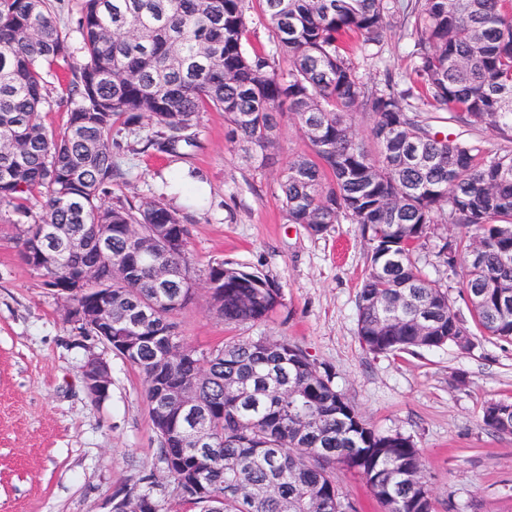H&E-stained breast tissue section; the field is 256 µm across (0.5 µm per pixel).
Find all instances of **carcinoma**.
Segmentation results:
<instances>
[{
  "label": "carcinoma",
  "instance_id": "1",
  "mask_svg": "<svg viewBox=\"0 0 512 512\" xmlns=\"http://www.w3.org/2000/svg\"><path fill=\"white\" fill-rule=\"evenodd\" d=\"M277 51H248L249 0H83V59L68 94L77 100L60 133L41 113L51 67L68 34L51 0H0V202L39 198L22 230V258L51 288L112 294V352L140 372L160 459L177 498L201 512H351L336 469L360 472L386 512H434L420 449L372 428L298 346L258 336L200 354L173 318L194 299L196 272L181 217L157 200L112 203V129H160L146 147L173 156L209 108L224 112L245 155L275 164V132L288 110L308 151L282 166L278 198L290 224L319 236L347 221L367 245L357 295L366 349L472 347L475 334L422 271L416 252L440 221L457 229L438 252L459 277L483 336L512 341V0H264ZM412 26L413 85L380 90L352 56L378 46L389 18ZM459 127H485L506 146L439 136L421 107ZM369 118V139L355 117ZM49 228L85 241L80 256L40 253ZM108 252L99 258L101 229ZM172 267L174 278L159 279ZM210 305L227 325L259 323L281 305L267 276L221 261L206 277ZM141 344L125 353L123 340ZM193 391L198 405H161L164 391ZM484 425L512 434V402L490 400ZM208 439L196 448L190 432ZM113 498V512H162L152 493Z\"/></svg>",
  "mask_w": 512,
  "mask_h": 512
}]
</instances>
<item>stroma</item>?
<instances>
[{
    "mask_svg": "<svg viewBox=\"0 0 512 512\" xmlns=\"http://www.w3.org/2000/svg\"><path fill=\"white\" fill-rule=\"evenodd\" d=\"M54 18L69 35L67 60L48 78L45 126L62 131L76 103L67 95L82 58V0H53ZM412 27L394 16L384 41L354 56L358 75L377 87L404 89L414 80ZM150 128L112 131L118 170L116 201L160 198L189 228L198 278L231 261L259 270L282 289V304L265 322L227 325L209 307L206 288L175 316L180 336L206 353L251 336L285 339L329 370L337 390L378 431L413 439L422 453L435 512H512V434L482 422L486 401L512 402V342L477 337L471 349L374 354L357 334L356 299L367 272V245L357 225H334L313 237L288 223L274 194L279 168L307 145L289 120L276 133V162L260 168L228 135L223 112L200 113L195 144L182 156L145 146ZM184 172L208 194L185 206L167 193ZM40 212L36 199L0 203V512H111L112 497L158 482L164 512H199L175 497L159 458L139 371L97 345L112 377L109 397L94 404L83 387L87 338L65 321V303L20 255L19 229ZM435 225L417 257L430 279L448 290L463 321L471 310L456 277L437 252L453 235Z\"/></svg>",
    "mask_w": 512,
    "mask_h": 512,
    "instance_id": "1",
    "label": "stroma"
}]
</instances>
